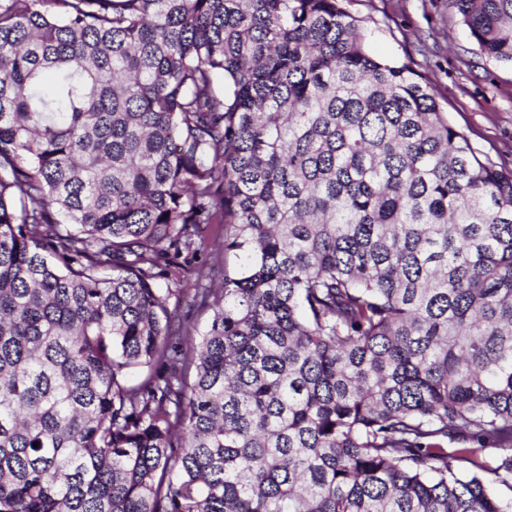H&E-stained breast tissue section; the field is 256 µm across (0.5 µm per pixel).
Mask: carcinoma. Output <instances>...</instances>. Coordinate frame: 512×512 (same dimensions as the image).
Masks as SVG:
<instances>
[{
    "mask_svg": "<svg viewBox=\"0 0 512 512\" xmlns=\"http://www.w3.org/2000/svg\"><path fill=\"white\" fill-rule=\"evenodd\" d=\"M453 5L512 64V0ZM204 224L241 263L196 341ZM496 482L512 171L344 0H0V512H512Z\"/></svg>",
    "mask_w": 512,
    "mask_h": 512,
    "instance_id": "carcinoma-1",
    "label": "carcinoma"
}]
</instances>
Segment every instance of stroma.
<instances>
[{
  "label": "stroma",
  "instance_id": "1",
  "mask_svg": "<svg viewBox=\"0 0 512 512\" xmlns=\"http://www.w3.org/2000/svg\"><path fill=\"white\" fill-rule=\"evenodd\" d=\"M349 12L363 25L365 43L376 58L410 65L435 89L449 123L463 132L481 160L512 169V65L482 57L459 24L452 0H348ZM202 263L209 278L193 269L181 275L186 323L201 333L210 323V308L194 303L197 286L219 283L225 268L239 265L224 250V228L211 225Z\"/></svg>",
  "mask_w": 512,
  "mask_h": 512
}]
</instances>
